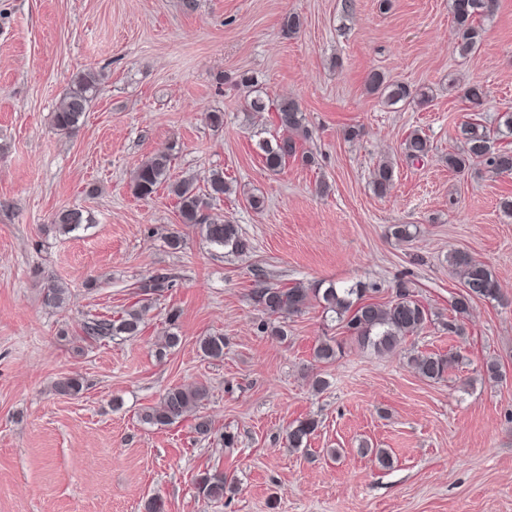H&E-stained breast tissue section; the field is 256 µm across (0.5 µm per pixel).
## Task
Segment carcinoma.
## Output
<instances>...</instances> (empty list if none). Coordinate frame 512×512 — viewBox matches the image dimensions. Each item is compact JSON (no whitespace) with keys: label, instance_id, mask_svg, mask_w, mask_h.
Instances as JSON below:
<instances>
[{"label":"carcinoma","instance_id":"obj_1","mask_svg":"<svg viewBox=\"0 0 512 512\" xmlns=\"http://www.w3.org/2000/svg\"><path fill=\"white\" fill-rule=\"evenodd\" d=\"M496 0H451L450 10L458 32L457 49L466 55L475 50L482 41L483 29L477 19L493 13ZM99 74L88 69L76 80L75 86L62 99L54 112L53 123L57 131L70 133L79 126L89 103L94 98L99 85ZM366 90L378 94L385 103L395 105L401 101L429 100L428 92L402 82H388L383 74L372 70L365 82ZM487 95L484 86L479 83L468 85L464 98L474 107H479ZM276 124L283 135L270 140H261L258 148L265 167L279 171L288 160L300 158L311 163L296 140V134L303 130L304 114L294 100H282L275 105ZM465 149L448 154V167L463 172L475 162L496 175H512V150L496 145L495 139L479 123L468 122L461 127ZM406 159L414 162L427 157L432 150L430 140L414 131L403 142ZM171 154L159 152L141 162L133 173L131 191L139 199H149L162 185L177 199L179 215L183 224L200 226L209 244L229 249L236 254H246L251 250L249 240L243 235L239 225L229 220H214L206 214L211 201L219 200L229 191L224 182V174L213 173L207 180L205 189L195 185L193 179L171 180ZM393 168L389 162L380 163L375 172L373 187L377 194L383 195L392 183ZM53 223L59 232L69 234L85 224L91 223L88 212L80 208L62 209L54 214ZM448 263L459 275L464 293L454 304L458 314H464L475 299L497 300L500 297V285L487 265L475 261L469 254L455 250L448 254ZM367 288L338 285L332 281H316L307 286L296 284L288 288L275 287L261 283L254 292L257 304L268 315L269 322L262 330L271 336H288L282 319L302 313L316 303L325 312L333 313L336 319L344 323L349 338L360 347L370 349L379 356L395 353L405 339L420 333L429 321V312L413 298L404 283L395 287V296L385 303L363 300ZM69 296L68 289L54 280H49L43 288V302L52 308H62ZM149 306L146 304L125 312L117 320L93 318L83 324L84 335L93 340L110 339L119 334L137 336L142 330ZM199 348L204 356L219 359L224 356V336L210 334L199 340ZM342 351V345L331 339L321 341L314 349V359L319 363L330 364ZM456 362L453 353H421L411 359L418 375L428 381L443 379ZM83 381L74 376H63L55 382V389L61 395L76 396L83 390ZM209 397L204 385L193 387H172L160 397L159 404L145 408L141 421L150 426H169L188 413L197 410ZM318 428L315 419H304L289 427L287 437L289 446L302 448L309 437ZM199 492L209 501L224 498V490H233L234 484L227 481L224 473L204 472L196 479Z\"/></svg>","mask_w":512,"mask_h":512}]
</instances>
